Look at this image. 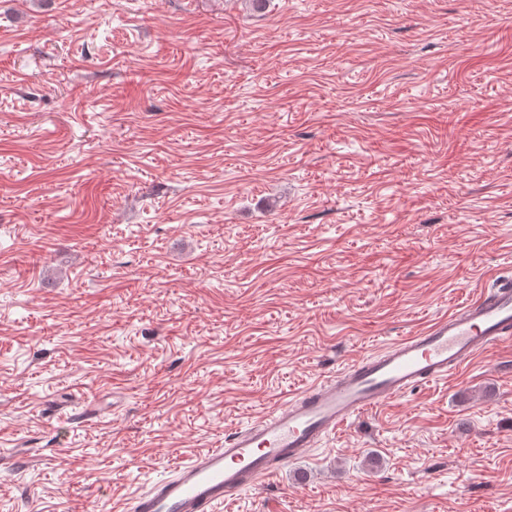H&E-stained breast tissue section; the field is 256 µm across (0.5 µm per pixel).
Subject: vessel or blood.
<instances>
[{"instance_id":"b4317fda","label":"vessel or blood","mask_w":512,"mask_h":512,"mask_svg":"<svg viewBox=\"0 0 512 512\" xmlns=\"http://www.w3.org/2000/svg\"><path fill=\"white\" fill-rule=\"evenodd\" d=\"M511 340L512 278L225 434L218 447L177 463L170 476L133 496L125 512H214L319 447L352 417L447 378Z\"/></svg>"}]
</instances>
